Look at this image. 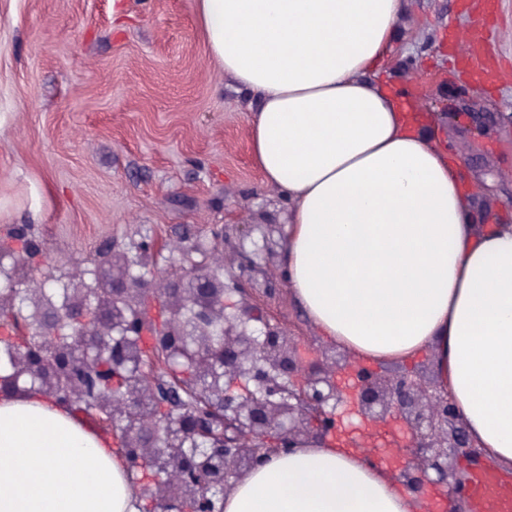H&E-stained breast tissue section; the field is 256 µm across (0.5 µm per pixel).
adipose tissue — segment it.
Instances as JSON below:
<instances>
[{
  "label": "adipose tissue",
  "mask_w": 512,
  "mask_h": 512,
  "mask_svg": "<svg viewBox=\"0 0 512 512\" xmlns=\"http://www.w3.org/2000/svg\"><path fill=\"white\" fill-rule=\"evenodd\" d=\"M404 0H196L208 56L257 107L264 184L288 202L283 267L323 336L371 363L430 354L475 443L512 467V223L378 77ZM370 448L268 459L224 512H421ZM0 512H143L120 448L32 393L0 399Z\"/></svg>",
  "instance_id": "1"
}]
</instances>
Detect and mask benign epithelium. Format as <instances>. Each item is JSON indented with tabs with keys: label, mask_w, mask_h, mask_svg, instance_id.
Wrapping results in <instances>:
<instances>
[{
	"label": "benign epithelium",
	"mask_w": 512,
	"mask_h": 512,
	"mask_svg": "<svg viewBox=\"0 0 512 512\" xmlns=\"http://www.w3.org/2000/svg\"><path fill=\"white\" fill-rule=\"evenodd\" d=\"M14 230L28 238L27 252L40 263L27 264L22 252H0V313L20 302L36 335L57 336L66 323L76 339L49 351H17L0 371V399L34 389L72 411L92 401L120 442L128 474H154L133 485L152 512H181L188 501L195 512H224V496L268 455L328 437L346 448L400 449L395 477L417 499L437 486L448 512L465 492L460 464L477 463L478 450L431 367L386 376L354 364L338 346L302 360L299 338L269 316L244 276L257 268L254 256L224 257V225L180 237L165 271L153 264L152 237L133 253L114 246L91 268L72 266L56 301L45 243L25 224ZM101 271L108 274V296L95 306L90 328ZM146 335L149 357L134 347ZM98 361L130 374L121 393L88 387ZM183 364L194 369L212 403H170L174 385L164 373ZM157 398L173 408L171 416L150 413Z\"/></svg>",
	"instance_id": "1"
}]
</instances>
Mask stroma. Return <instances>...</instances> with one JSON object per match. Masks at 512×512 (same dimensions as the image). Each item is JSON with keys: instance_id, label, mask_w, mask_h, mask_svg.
Wrapping results in <instances>:
<instances>
[{"instance_id": "1", "label": "stroma", "mask_w": 512, "mask_h": 512, "mask_svg": "<svg viewBox=\"0 0 512 512\" xmlns=\"http://www.w3.org/2000/svg\"><path fill=\"white\" fill-rule=\"evenodd\" d=\"M0 0V240L31 225L49 261L82 263L107 240L132 248L184 226L252 225L232 236L256 255L257 288L278 281L288 203L250 157L251 100L209 60L195 0ZM465 0H407L381 77L428 107V130L460 143L467 97L493 113L483 158L464 173L512 221V0L486 36L501 61L493 92L459 78L448 29ZM418 60L410 75L400 64ZM308 359L326 342L292 298L271 306Z\"/></svg>"}]
</instances>
